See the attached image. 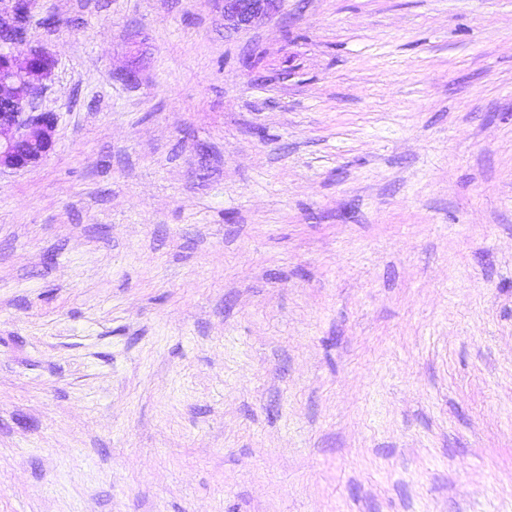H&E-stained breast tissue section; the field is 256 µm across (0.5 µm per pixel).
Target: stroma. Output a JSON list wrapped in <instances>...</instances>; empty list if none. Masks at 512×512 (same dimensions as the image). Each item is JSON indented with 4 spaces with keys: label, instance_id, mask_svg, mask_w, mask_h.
Listing matches in <instances>:
<instances>
[{
    "label": "stroma",
    "instance_id": "stroma-1",
    "mask_svg": "<svg viewBox=\"0 0 512 512\" xmlns=\"http://www.w3.org/2000/svg\"><path fill=\"white\" fill-rule=\"evenodd\" d=\"M39 9L0 512H512V0ZM282 0H224V28L247 29L279 9Z\"/></svg>",
    "mask_w": 512,
    "mask_h": 512
}]
</instances>
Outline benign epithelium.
<instances>
[{"label": "benign epithelium", "instance_id": "obj_1", "mask_svg": "<svg viewBox=\"0 0 512 512\" xmlns=\"http://www.w3.org/2000/svg\"><path fill=\"white\" fill-rule=\"evenodd\" d=\"M282 0H224V28L247 29L277 11ZM38 0H0V169L21 170L44 161L57 127L53 112L40 110L39 96L56 66L42 47L18 56Z\"/></svg>", "mask_w": 512, "mask_h": 512}]
</instances>
